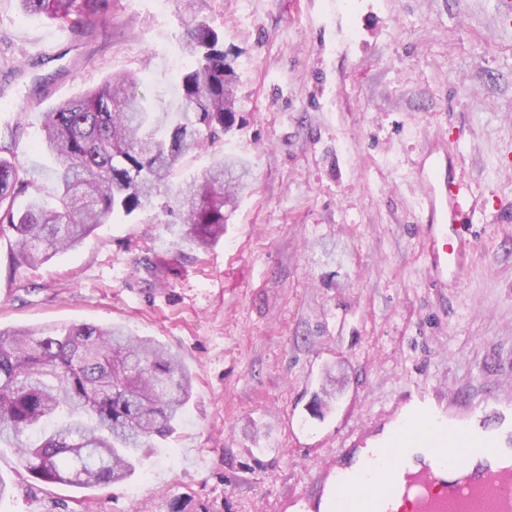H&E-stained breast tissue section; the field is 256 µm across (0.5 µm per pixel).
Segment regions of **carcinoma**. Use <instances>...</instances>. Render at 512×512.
Here are the masks:
<instances>
[{
    "instance_id": "carcinoma-1",
    "label": "carcinoma",
    "mask_w": 512,
    "mask_h": 512,
    "mask_svg": "<svg viewBox=\"0 0 512 512\" xmlns=\"http://www.w3.org/2000/svg\"><path fill=\"white\" fill-rule=\"evenodd\" d=\"M19 5L77 31L112 12V0ZM183 50L192 65L180 76L174 112L150 111L138 79L116 75L40 113L37 147L58 163L51 201L18 177L9 160L15 139L0 141V235L12 232L13 254L41 265L114 216L174 217L201 247L224 235V211L248 188V167L223 156L185 185L176 170L233 129L237 76L223 35L203 19L192 17ZM191 389L178 354L120 325L64 326L53 336L0 331V444L44 483L89 489L128 479L154 439L177 430Z\"/></svg>"
}]
</instances>
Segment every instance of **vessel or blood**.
<instances>
[{
  "instance_id": "vessel-or-blood-1",
  "label": "vessel or blood",
  "mask_w": 512,
  "mask_h": 512,
  "mask_svg": "<svg viewBox=\"0 0 512 512\" xmlns=\"http://www.w3.org/2000/svg\"><path fill=\"white\" fill-rule=\"evenodd\" d=\"M454 161L435 165L423 177L427 250L432 287L443 288L465 275L475 233L469 223L470 191L453 175ZM396 438H383L388 457L356 439L336 448L323 468L324 484L293 494L292 512H392L402 501L406 512H512V433H501L486 415L450 416L442 402L413 410L409 420H425L461 434L465 449L448 453L425 439L407 436L409 420L391 411Z\"/></svg>"
}]
</instances>
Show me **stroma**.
<instances>
[{"instance_id": "obj_1", "label": "stroma", "mask_w": 512, "mask_h": 512, "mask_svg": "<svg viewBox=\"0 0 512 512\" xmlns=\"http://www.w3.org/2000/svg\"><path fill=\"white\" fill-rule=\"evenodd\" d=\"M114 0L82 37L0 0V135L43 195L38 115L118 72L175 110L192 17L224 36L234 129L185 157L242 158L249 192L202 249L170 217L98 226L30 267L0 237V329L124 325L177 352L185 421L130 480L81 493L0 445V512H289L328 448L407 395L512 407V19L500 0ZM452 150L479 237L459 284L430 288L417 168Z\"/></svg>"}]
</instances>
